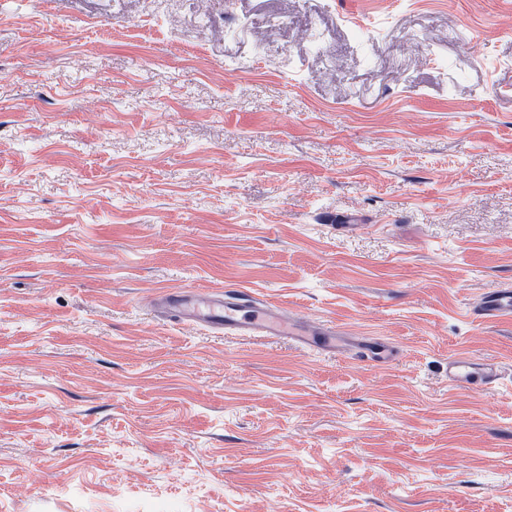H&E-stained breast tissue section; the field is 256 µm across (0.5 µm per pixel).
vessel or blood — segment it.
<instances>
[{
  "instance_id": "vessel-or-blood-1",
  "label": "vessel or blood",
  "mask_w": 512,
  "mask_h": 512,
  "mask_svg": "<svg viewBox=\"0 0 512 512\" xmlns=\"http://www.w3.org/2000/svg\"><path fill=\"white\" fill-rule=\"evenodd\" d=\"M154 306L167 321L202 324L227 336L274 337L299 335L304 348L325 352L327 348L348 347L362 363L390 362L389 345L370 339H346L335 327L313 325L297 332L287 310L261 299L252 291L233 285L206 290L188 289L166 292ZM472 313L483 321H512V286L507 285L483 296ZM501 378L498 364L458 351L448 357V381L468 389L494 386Z\"/></svg>"
}]
</instances>
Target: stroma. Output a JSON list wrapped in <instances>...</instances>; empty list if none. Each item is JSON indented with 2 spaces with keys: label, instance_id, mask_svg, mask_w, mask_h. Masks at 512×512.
I'll return each mask as SVG.
<instances>
[{
  "label": "stroma",
  "instance_id": "1",
  "mask_svg": "<svg viewBox=\"0 0 512 512\" xmlns=\"http://www.w3.org/2000/svg\"><path fill=\"white\" fill-rule=\"evenodd\" d=\"M509 282L512 0H0V512H512ZM154 307L168 322L203 324L224 336H301L304 348L321 353L342 347L345 338L335 326L321 324L306 326L299 334L282 306L233 285L165 292L154 299ZM472 314L483 321H512V286L508 284L483 296ZM344 347H348L350 353L356 355V359L362 363H387L392 361L393 357V351L389 345L370 339H350L345 342ZM501 378L498 364L458 351L448 356V382L468 389L494 386Z\"/></svg>",
  "mask_w": 512,
  "mask_h": 512
}]
</instances>
